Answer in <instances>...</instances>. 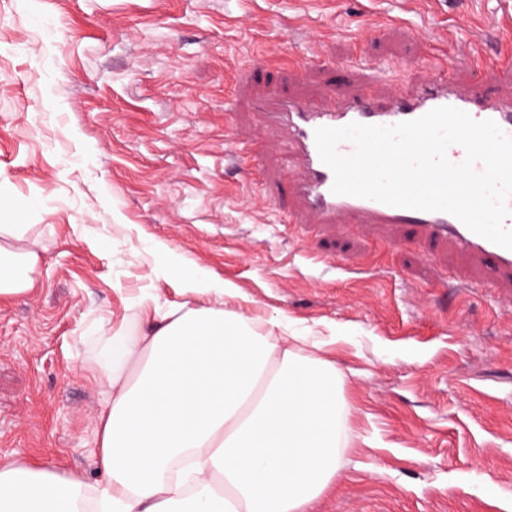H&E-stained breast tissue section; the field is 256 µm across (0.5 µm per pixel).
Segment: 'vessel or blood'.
Instances as JSON below:
<instances>
[{
    "instance_id": "b4317fda",
    "label": "vessel or blood",
    "mask_w": 512,
    "mask_h": 512,
    "mask_svg": "<svg viewBox=\"0 0 512 512\" xmlns=\"http://www.w3.org/2000/svg\"><path fill=\"white\" fill-rule=\"evenodd\" d=\"M427 77L414 88L392 86L379 94L374 90L385 66L372 61L364 78L332 84L328 95L312 100L298 95L260 101L256 110L260 124L280 136L298 171L289 178V190L297 208L289 223L301 215H316L323 224L408 225L415 237L428 244L450 242L473 257L489 263L498 280L512 279V250L500 247L472 232L458 218L444 211H420L387 205L372 199L337 195L334 175L319 155L314 131L342 127L353 122L393 126L417 119L430 110L452 106L477 121H494L512 137V98L501 99L474 83L459 90L456 76L439 58L423 61Z\"/></svg>"
}]
</instances>
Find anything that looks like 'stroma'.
I'll return each instance as SVG.
<instances>
[{"label": "stroma", "mask_w": 512, "mask_h": 512, "mask_svg": "<svg viewBox=\"0 0 512 512\" xmlns=\"http://www.w3.org/2000/svg\"><path fill=\"white\" fill-rule=\"evenodd\" d=\"M506 14L512 0H0V224L50 245L40 287L0 302V461L100 484L91 361L126 304L188 302L181 273L199 270L236 288L225 309L324 340L346 378L354 443L310 512H512V283L403 226L287 223L283 146L253 110L370 58L409 87L412 60L438 54L468 84L475 18ZM389 16L404 22L377 32ZM314 54L326 68L298 80ZM228 125L265 180L226 160Z\"/></svg>", "instance_id": "1"}]
</instances>
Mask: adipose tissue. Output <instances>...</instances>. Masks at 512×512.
Wrapping results in <instances>:
<instances>
[{"label": "adipose tissue", "instance_id": "ef3b65f1", "mask_svg": "<svg viewBox=\"0 0 512 512\" xmlns=\"http://www.w3.org/2000/svg\"><path fill=\"white\" fill-rule=\"evenodd\" d=\"M44 240L0 224V298L29 294ZM195 305H130L96 360L108 408L98 427L99 512H306L336 483L352 443L345 377L323 343L273 315L258 330L224 310L233 286L184 274ZM77 476L0 464V512H78Z\"/></svg>", "mask_w": 512, "mask_h": 512}]
</instances>
